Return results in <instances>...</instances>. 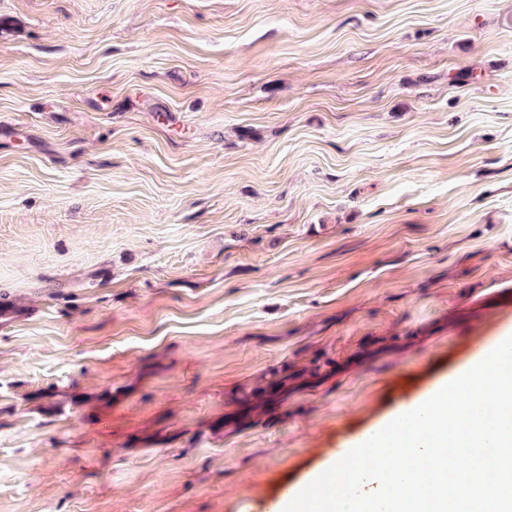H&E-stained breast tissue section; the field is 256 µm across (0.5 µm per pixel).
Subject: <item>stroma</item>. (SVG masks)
I'll list each match as a JSON object with an SVG mask.
<instances>
[{"label":"stroma","instance_id":"stroma-1","mask_svg":"<svg viewBox=\"0 0 512 512\" xmlns=\"http://www.w3.org/2000/svg\"><path fill=\"white\" fill-rule=\"evenodd\" d=\"M503 336L512 0H0V512H263Z\"/></svg>","mask_w":512,"mask_h":512}]
</instances>
